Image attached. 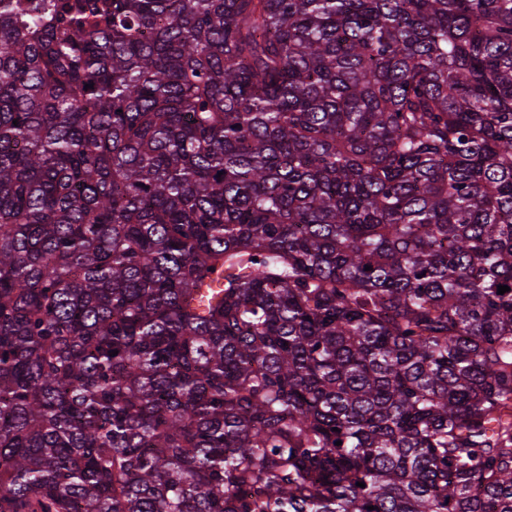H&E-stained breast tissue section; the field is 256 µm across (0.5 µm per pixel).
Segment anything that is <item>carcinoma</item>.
Returning a JSON list of instances; mask_svg holds the SVG:
<instances>
[{
	"mask_svg": "<svg viewBox=\"0 0 512 512\" xmlns=\"http://www.w3.org/2000/svg\"><path fill=\"white\" fill-rule=\"evenodd\" d=\"M0 512H512V0H0Z\"/></svg>",
	"mask_w": 512,
	"mask_h": 512,
	"instance_id": "carcinoma-1",
	"label": "carcinoma"
}]
</instances>
